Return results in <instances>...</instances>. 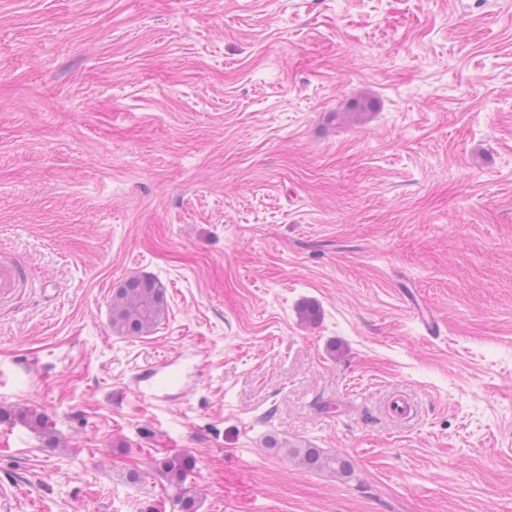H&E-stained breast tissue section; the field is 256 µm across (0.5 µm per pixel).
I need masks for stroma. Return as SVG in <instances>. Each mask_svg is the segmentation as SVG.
<instances>
[{
	"instance_id": "1",
	"label": "stroma",
	"mask_w": 512,
	"mask_h": 512,
	"mask_svg": "<svg viewBox=\"0 0 512 512\" xmlns=\"http://www.w3.org/2000/svg\"><path fill=\"white\" fill-rule=\"evenodd\" d=\"M0 248V512H512V0H0ZM23 278L21 269L15 264L11 253L0 252V300L9 297L19 287ZM166 311V296L154 279L132 276L112 291L113 332L143 336L154 330ZM270 449L287 458L296 460L306 469L326 473L334 477H348L351 467L342 456L325 452L320 448H288L286 443H275ZM192 462L188 457L174 455L163 459L159 464V472L167 482L168 490H172L174 504L178 512H194L195 496L186 486Z\"/></svg>"
}]
</instances>
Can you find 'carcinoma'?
<instances>
[{"label": "carcinoma", "instance_id": "carcinoma-1", "mask_svg": "<svg viewBox=\"0 0 512 512\" xmlns=\"http://www.w3.org/2000/svg\"><path fill=\"white\" fill-rule=\"evenodd\" d=\"M166 311V296L162 286L144 276H132L112 291L111 322L113 332L126 336H143L154 330ZM278 454L296 460L306 469L344 478L351 471L347 459L319 448H290L287 444H274ZM192 462L174 455L163 459L159 472L172 490L178 512H195V496L186 486Z\"/></svg>", "mask_w": 512, "mask_h": 512}]
</instances>
